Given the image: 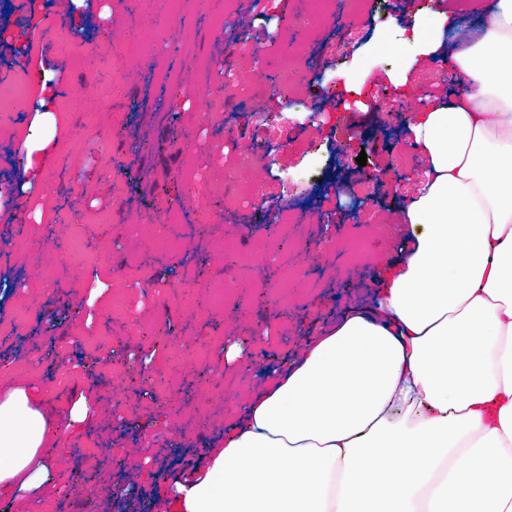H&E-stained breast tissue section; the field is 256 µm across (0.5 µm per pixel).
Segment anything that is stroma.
Returning <instances> with one entry per match:
<instances>
[{
  "label": "stroma",
  "mask_w": 512,
  "mask_h": 512,
  "mask_svg": "<svg viewBox=\"0 0 512 512\" xmlns=\"http://www.w3.org/2000/svg\"><path fill=\"white\" fill-rule=\"evenodd\" d=\"M20 2L0 0L8 42L32 47L27 64L0 55V89L25 90L0 111V183L10 189L0 213L20 215L0 223V396L21 388L32 407L51 401L62 442L41 451L48 480L0 499V512H171L169 485L223 447L225 423L267 372L286 367L302 338L346 307L367 305L368 266L399 258L400 210L421 170L398 115L461 87L444 80L441 63L410 66L399 51L423 0H343L339 18L298 0L288 19L279 0L253 12L248 0H36L30 36L15 24ZM50 25L57 36L48 41ZM348 25L359 34L344 43L338 32ZM238 30L252 49L234 58L239 82L213 99L205 88ZM255 49L264 58L258 75ZM288 53L324 76L335 102L278 104L270 90L287 81ZM204 59L213 69H198ZM402 73L407 84L394 85ZM278 106L284 138L261 119ZM257 142L267 151L261 201L241 200L224 212L221 232L203 230L189 189L204 186L213 204L223 202L237 190L225 169ZM405 153L411 161L397 165ZM370 172L381 181L367 195ZM287 211L293 255L270 252L262 275L225 267L228 250L280 239L267 217ZM153 216L170 221L167 247L155 242ZM290 263L302 278L289 279ZM227 278L231 299L211 300L207 283ZM170 286L183 300L166 309ZM276 288L290 293L286 311L266 299ZM246 330L254 343L241 365L225 367V344ZM146 353L160 388L112 366ZM205 368L222 384L199 386ZM169 403L182 422L164 419ZM78 404L85 421L72 428ZM78 470L92 481L91 499L65 492Z\"/></svg>",
  "instance_id": "stroma-1"
}]
</instances>
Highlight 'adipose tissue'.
Instances as JSON below:
<instances>
[{"instance_id": "1", "label": "adipose tissue", "mask_w": 512, "mask_h": 512, "mask_svg": "<svg viewBox=\"0 0 512 512\" xmlns=\"http://www.w3.org/2000/svg\"><path fill=\"white\" fill-rule=\"evenodd\" d=\"M415 36L457 97L415 113L410 246L273 371L224 446L173 483L177 512H512V0L474 31ZM47 411L0 398V495L45 482Z\"/></svg>"}]
</instances>
